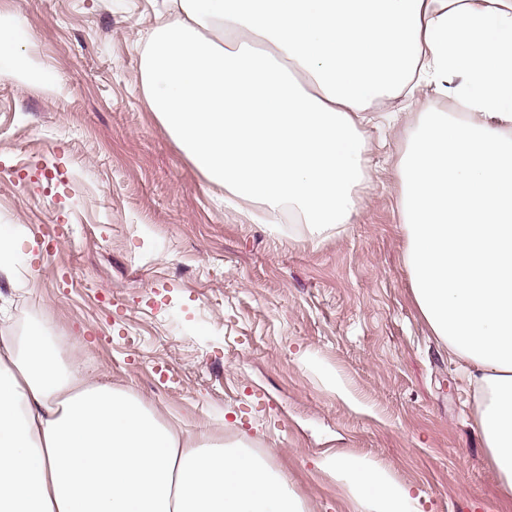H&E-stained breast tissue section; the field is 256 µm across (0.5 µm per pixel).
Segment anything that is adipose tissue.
Listing matches in <instances>:
<instances>
[{"label":"adipose tissue","instance_id":"adipose-tissue-1","mask_svg":"<svg viewBox=\"0 0 512 512\" xmlns=\"http://www.w3.org/2000/svg\"><path fill=\"white\" fill-rule=\"evenodd\" d=\"M142 56L150 108L195 168L311 233L359 208L367 106L429 88L400 160L414 300L480 396L474 425L512 498V0H165ZM364 512H419L351 453L320 457ZM0 512H304L235 443L191 446L137 395L59 371L40 329L0 336Z\"/></svg>","mask_w":512,"mask_h":512}]
</instances>
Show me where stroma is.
Wrapping results in <instances>:
<instances>
[{
	"label": "stroma",
	"instance_id": "stroma-1",
	"mask_svg": "<svg viewBox=\"0 0 512 512\" xmlns=\"http://www.w3.org/2000/svg\"><path fill=\"white\" fill-rule=\"evenodd\" d=\"M24 59L0 68V336L32 327L91 378L130 388L189 442L241 443L306 512H361L321 455L389 469L421 512H512L474 425L463 365L420 313L397 164L426 91L369 111L372 180L340 234L309 238L225 203L141 89L163 0H0Z\"/></svg>",
	"mask_w": 512,
	"mask_h": 512
}]
</instances>
